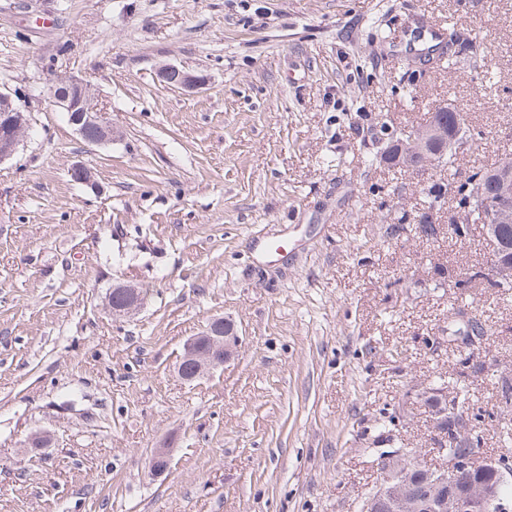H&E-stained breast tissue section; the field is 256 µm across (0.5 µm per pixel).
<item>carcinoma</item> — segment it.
I'll use <instances>...</instances> for the list:
<instances>
[{"mask_svg":"<svg viewBox=\"0 0 512 512\" xmlns=\"http://www.w3.org/2000/svg\"><path fill=\"white\" fill-rule=\"evenodd\" d=\"M475 44V38L471 36L470 31L451 24L448 26L445 37L427 48L419 62L434 64L438 68L451 71L465 60L471 63L472 68L477 69L480 67V62L484 61V57L477 56ZM459 140L461 144L454 151L449 149L448 143L444 141L427 145L429 151L434 147L440 150V155L433 160L418 151L406 153L398 161L391 155L385 157V160L393 166L402 165L412 170V174L417 178L414 188L423 196L427 212L416 224L415 235L423 240L437 239L439 230L433 215L442 211L439 198L443 195L455 202L456 208L461 213V224H463L461 228L455 226L450 229L449 234L462 239L470 234V225L494 223L493 218L490 217V208L498 199L495 176L503 169L512 168V153L502 154L492 166L473 172L459 180L456 178L455 164L459 155L471 149V137L462 135ZM438 170L448 171V180L429 183L434 172ZM459 366L460 370L457 372L452 393L459 398L461 404L467 405L469 404L467 381L483 373L484 367L471 361V356L468 354L459 360ZM496 393L499 412L503 414L512 411V384L497 383ZM473 420L476 431L468 437H459L456 443L450 445V448L459 454H466L484 443L480 415H473Z\"/></svg>","mask_w":512,"mask_h":512,"instance_id":"carcinoma-1","label":"carcinoma"}]
</instances>
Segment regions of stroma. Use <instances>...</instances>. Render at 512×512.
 <instances>
[{
    "label": "stroma",
    "mask_w": 512,
    "mask_h": 512,
    "mask_svg": "<svg viewBox=\"0 0 512 512\" xmlns=\"http://www.w3.org/2000/svg\"><path fill=\"white\" fill-rule=\"evenodd\" d=\"M445 21L482 68L408 65ZM166 63L206 85H164ZM69 75L112 144L51 105ZM0 87L31 125L0 164V512H359L380 450L430 449L461 305L494 330L468 386L492 410L512 298L436 273L486 267L484 231L391 236L389 210L424 202L372 158L381 123L440 104L469 113L460 174L512 152V0H0ZM119 284L147 291L132 318L105 308ZM220 317L241 345L183 381L184 342ZM36 431L53 441L24 447ZM53 106L65 112L86 145L112 144V120L103 108L94 103V93L89 81L76 76L61 77L49 89Z\"/></svg>",
    "instance_id": "35a3bbf8"
}]
</instances>
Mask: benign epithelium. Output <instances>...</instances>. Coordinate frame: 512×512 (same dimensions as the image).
I'll return each instance as SVG.
<instances>
[{"mask_svg": "<svg viewBox=\"0 0 512 512\" xmlns=\"http://www.w3.org/2000/svg\"><path fill=\"white\" fill-rule=\"evenodd\" d=\"M180 75V86L197 89L202 80L179 67L164 64L158 76L164 83L171 74ZM53 106L66 113L68 123L87 145L112 143V120L94 103L89 81L76 76L61 77L49 89ZM30 130L29 119L11 95L0 91V163L12 158ZM71 176L85 185L95 184V173L80 163L71 168ZM502 192L493 215L497 220H512V170L501 176ZM489 278L502 287L512 285V252L496 245ZM144 303L143 292L135 285H117L106 296V308L114 317H130ZM240 338L230 322L222 318L201 334L188 339L177 367L187 381L203 376L226 363L239 346ZM441 410L434 424L448 421V431L433 428L430 444L437 448L442 462L435 466L409 458L405 448H388L375 461L379 485L361 502V512H512V499L500 496L501 484L512 478V457H487L479 448L467 455L447 450L445 442L458 434H470L473 420L454 396L443 390ZM171 448L155 449L149 468L163 473L170 461Z\"/></svg>", "mask_w": 512, "mask_h": 512, "instance_id": "1", "label": "benign epithelium"}]
</instances>
